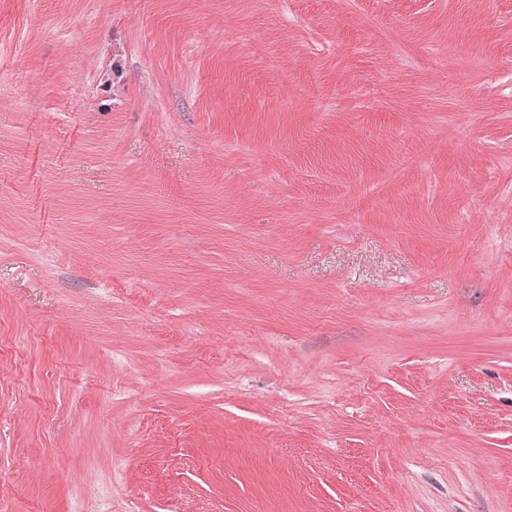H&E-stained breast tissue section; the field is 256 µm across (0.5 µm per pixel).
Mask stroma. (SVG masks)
Returning <instances> with one entry per match:
<instances>
[{
	"instance_id": "35a3bbf8",
	"label": "stroma",
	"mask_w": 512,
	"mask_h": 512,
	"mask_svg": "<svg viewBox=\"0 0 512 512\" xmlns=\"http://www.w3.org/2000/svg\"><path fill=\"white\" fill-rule=\"evenodd\" d=\"M0 512H512V0H0Z\"/></svg>"
}]
</instances>
